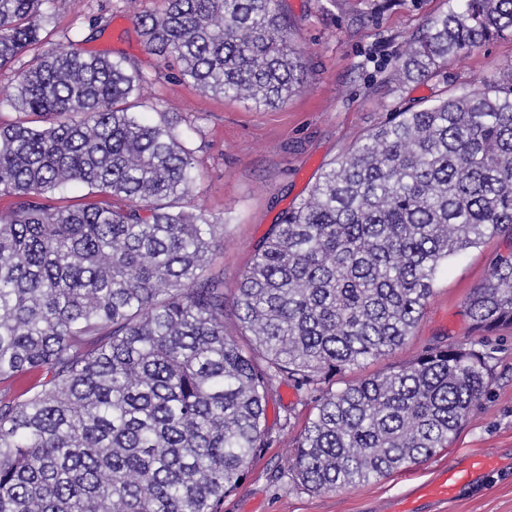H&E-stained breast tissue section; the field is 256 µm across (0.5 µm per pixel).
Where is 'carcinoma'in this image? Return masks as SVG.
<instances>
[{
  "instance_id": "carcinoma-1",
  "label": "carcinoma",
  "mask_w": 512,
  "mask_h": 512,
  "mask_svg": "<svg viewBox=\"0 0 512 512\" xmlns=\"http://www.w3.org/2000/svg\"><path fill=\"white\" fill-rule=\"evenodd\" d=\"M47 0H0V69L39 42ZM137 24L147 51L203 92L275 107L305 63L279 0H166ZM512 30V0H459L409 39L400 75L425 78ZM146 78L60 48L0 100V512H217L258 448L285 376L314 413L290 470L317 493L390 475L446 448L486 394L480 340L427 348L318 388L399 348L448 258L512 235V63L477 91L389 113L282 214L224 332L212 274L223 221L184 205L192 153L132 101ZM81 184L112 201L60 207ZM482 334L512 326V254L468 303Z\"/></svg>"
}]
</instances>
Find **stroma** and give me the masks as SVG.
<instances>
[{
	"label": "stroma",
	"mask_w": 512,
	"mask_h": 512,
	"mask_svg": "<svg viewBox=\"0 0 512 512\" xmlns=\"http://www.w3.org/2000/svg\"><path fill=\"white\" fill-rule=\"evenodd\" d=\"M280 0L306 67L305 88L277 108L255 107L204 93L179 79L180 65L149 53L136 14L161 12L163 0H50L51 19L29 57L66 40L85 53L126 60L146 81L137 96L142 117L171 124L195 160L187 206L224 221V241L212 271L224 280V298L280 215L306 197L322 170L385 120L393 108L471 89L512 62V33L449 63L442 73L399 80L397 57L406 39L455 0ZM512 237L497 234L449 261L403 346L394 354L346 369L337 384L359 380L415 358L436 344L475 339L467 302ZM493 379L448 448L390 476L326 494L306 490L289 470V453L313 405L306 391L284 378L266 399L267 443L257 449L240 486L218 512H394L399 494L429 481L451 456L484 457L493 469L461 497L425 512H512V327L487 335Z\"/></svg>",
	"instance_id": "stroma-1"
}]
</instances>
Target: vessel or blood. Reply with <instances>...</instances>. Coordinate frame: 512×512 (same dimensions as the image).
Listing matches in <instances>:
<instances>
[{"label":"vessel or blood","instance_id":"vessel-or-blood-1","mask_svg":"<svg viewBox=\"0 0 512 512\" xmlns=\"http://www.w3.org/2000/svg\"><path fill=\"white\" fill-rule=\"evenodd\" d=\"M488 469L486 461L478 458L469 457L463 461L451 459L437 471L434 479L410 489L401 499L396 512H418L423 503L458 493L463 486L484 476Z\"/></svg>","mask_w":512,"mask_h":512}]
</instances>
